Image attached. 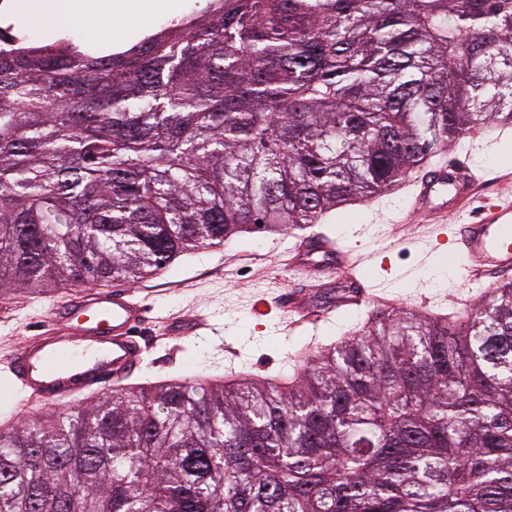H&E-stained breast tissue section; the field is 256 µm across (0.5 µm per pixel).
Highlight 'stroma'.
I'll return each mask as SVG.
<instances>
[{"label": "stroma", "mask_w": 512, "mask_h": 512, "mask_svg": "<svg viewBox=\"0 0 512 512\" xmlns=\"http://www.w3.org/2000/svg\"><path fill=\"white\" fill-rule=\"evenodd\" d=\"M472 158L480 171L512 167V126L483 131L436 152L433 162L448 157ZM381 215L355 205L322 231L355 250L375 251L377 265L359 271L370 285H386L397 308L458 318L489 291L488 278L469 276L460 257L437 254L423 262L421 243L432 225L453 224V216H411L400 192L377 197ZM296 232L253 233L228 244L195 250L180 256L166 271L138 282L154 303L158 315L177 313L192 317L198 310L215 316V331L192 339L149 337L141 369L129 386L161 381L198 380L211 383L235 371L257 379L293 377L303 357L358 330L371 316L372 307L352 308L340 320L306 323L293 333L283 331V313L277 291L295 282L306 290L300 310L324 306V290L342 295L339 277L319 276L292 267L290 252ZM56 296L18 291L8 296L11 314L0 318V366L47 319Z\"/></svg>", "instance_id": "35a3bbf8"}]
</instances>
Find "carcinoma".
Masks as SVG:
<instances>
[{"label":"carcinoma","instance_id":"obj_1","mask_svg":"<svg viewBox=\"0 0 512 512\" xmlns=\"http://www.w3.org/2000/svg\"><path fill=\"white\" fill-rule=\"evenodd\" d=\"M512 124V0H209L131 48L0 28V297L304 230ZM0 512H512V282L284 386L114 387L0 430Z\"/></svg>","mask_w":512,"mask_h":512}]
</instances>
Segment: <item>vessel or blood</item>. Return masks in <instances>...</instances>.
I'll use <instances>...</instances> for the list:
<instances>
[{
  "label": "vessel or blood",
  "mask_w": 512,
  "mask_h": 512,
  "mask_svg": "<svg viewBox=\"0 0 512 512\" xmlns=\"http://www.w3.org/2000/svg\"><path fill=\"white\" fill-rule=\"evenodd\" d=\"M476 189L468 161L452 157L417 186L409 203L414 212L458 216L453 237L439 245L461 256L472 275L500 277L512 273V201L487 197L479 216L466 212ZM298 265L352 269L351 252L321 235L303 238L294 248ZM148 297L127 288L84 286L58 306L35 336L14 354L9 377L17 407L70 404L73 397L104 391L140 368L146 351L144 333L155 323ZM210 322L208 314L184 319L169 315L167 335L195 336Z\"/></svg>",
  "instance_id": "vessel-or-blood-1"
}]
</instances>
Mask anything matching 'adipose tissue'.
<instances>
[{
  "instance_id": "ef3b65f1",
  "label": "adipose tissue",
  "mask_w": 512,
  "mask_h": 512,
  "mask_svg": "<svg viewBox=\"0 0 512 512\" xmlns=\"http://www.w3.org/2000/svg\"><path fill=\"white\" fill-rule=\"evenodd\" d=\"M118 5L141 22L151 18L142 0H0V14L21 15L40 28L75 29L111 20Z\"/></svg>"
}]
</instances>
